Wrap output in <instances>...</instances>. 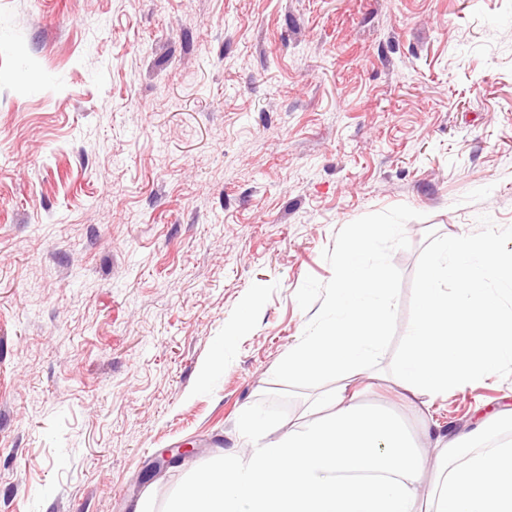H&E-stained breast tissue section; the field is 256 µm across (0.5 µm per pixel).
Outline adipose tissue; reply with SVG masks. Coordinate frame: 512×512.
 I'll return each instance as SVG.
<instances>
[{"label":"adipose tissue","mask_w":512,"mask_h":512,"mask_svg":"<svg viewBox=\"0 0 512 512\" xmlns=\"http://www.w3.org/2000/svg\"><path fill=\"white\" fill-rule=\"evenodd\" d=\"M306 416L269 440V421L245 414L240 425L260 444L189 481L171 512H418L424 450L397 419L339 390L318 394ZM435 445L443 477L434 512H512V445Z\"/></svg>","instance_id":"adipose-tissue-1"}]
</instances>
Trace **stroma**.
I'll use <instances>...</instances> for the list:
<instances>
[{
    "label": "stroma",
    "mask_w": 512,
    "mask_h": 512,
    "mask_svg": "<svg viewBox=\"0 0 512 512\" xmlns=\"http://www.w3.org/2000/svg\"><path fill=\"white\" fill-rule=\"evenodd\" d=\"M398 204L402 334L428 232L512 226V0H0V512H168L247 455L297 290ZM391 361L360 403L512 442V377L421 415Z\"/></svg>",
    "instance_id": "35a3bbf8"
}]
</instances>
